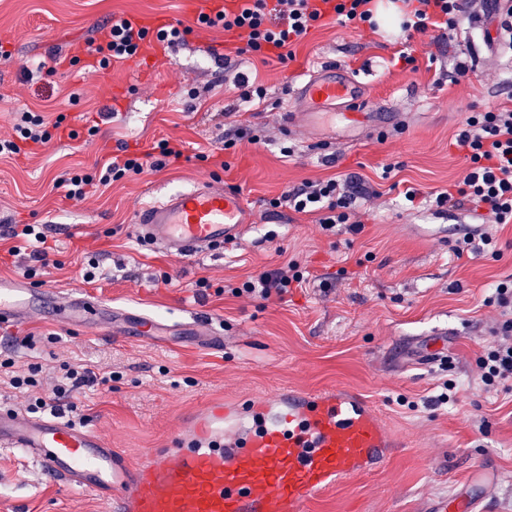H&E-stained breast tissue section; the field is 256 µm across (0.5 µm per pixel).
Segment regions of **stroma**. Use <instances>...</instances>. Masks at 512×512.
<instances>
[{"label": "stroma", "mask_w": 512, "mask_h": 512, "mask_svg": "<svg viewBox=\"0 0 512 512\" xmlns=\"http://www.w3.org/2000/svg\"><path fill=\"white\" fill-rule=\"evenodd\" d=\"M185 0H0V134L22 106L60 120L45 146L0 160V280L22 279L28 249L11 224H41L53 263L43 284L80 291L118 310L174 319L196 314L224 332V349L171 334L155 340L113 335L101 325L73 327L26 318L0 336V409L25 411L27 396L9 380L38 365L40 391L65 362L108 370L112 382L73 393V419L94 428L130 462L164 448L187 416L211 400L245 403L284 389L347 388L361 394L390 429L396 447L380 467L338 484L308 512H429L460 492L479 495V512H512V391H491L478 359L492 343L490 288L512 277V224L500 225L497 253L456 256L465 209L406 205V189L441 191L461 179L465 162L452 141L466 117L489 106L512 108V46L486 40L487 22L462 19L451 35L411 39L413 63L394 17L377 29L330 22L312 29L287 64L233 54L236 39L200 29ZM164 17L187 27L184 44L117 62L105 75L81 62L86 43L112 14ZM362 73L369 107L400 119L384 137L323 140L289 121V88L324 62ZM465 63L469 72L454 70ZM41 65L39 75L23 68ZM256 78L265 102L251 106L226 88L235 74ZM263 130L261 144L224 148L236 128ZM181 141L183 156L67 199L68 170H93L120 149L145 154L161 140ZM291 147L292 156L281 153ZM392 167L383 178L384 167ZM349 180L355 217L322 230L312 214L272 199L307 181ZM219 178L239 190L257 217L235 243L176 255L142 241L133 224L144 202ZM108 275L84 282L87 255ZM311 274L273 304L235 296L255 272L283 260ZM207 279L205 299L191 286ZM442 335L439 359L426 362ZM32 345H25V337ZM454 406L426 407L444 381ZM0 512H105L96 496L60 487L24 455L0 448Z\"/></svg>", "instance_id": "1"}]
</instances>
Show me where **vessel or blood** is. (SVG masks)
I'll list each match as a JSON object with an SVG mask.
<instances>
[{
    "mask_svg": "<svg viewBox=\"0 0 512 512\" xmlns=\"http://www.w3.org/2000/svg\"><path fill=\"white\" fill-rule=\"evenodd\" d=\"M364 87L351 70L321 64L301 81L291 115L343 105L347 128L380 131L389 113L366 110ZM253 218L243 196L213 182L141 205L138 233L166 251L196 255L234 242ZM109 308L78 293L62 297L47 286L0 281V329L25 314L64 324L99 322ZM125 335L151 339L173 330L216 346L210 323L177 324L141 313L121 314ZM192 446L160 448L139 464L107 447L92 428L52 415L0 412V445L36 460L66 487L95 494L110 512H307L317 496L382 464L392 441L375 412L344 390L291 389L240 407L206 404L187 420Z\"/></svg>",
    "mask_w": 512,
    "mask_h": 512,
    "instance_id": "b4317fda",
    "label": "vessel or blood"
}]
</instances>
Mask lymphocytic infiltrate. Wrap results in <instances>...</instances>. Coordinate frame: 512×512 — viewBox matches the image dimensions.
<instances>
[{"label": "lymphocytic infiltrate", "mask_w": 512, "mask_h": 512, "mask_svg": "<svg viewBox=\"0 0 512 512\" xmlns=\"http://www.w3.org/2000/svg\"><path fill=\"white\" fill-rule=\"evenodd\" d=\"M405 36L423 34L429 29L454 30L460 19L474 6V0H402ZM333 16L336 23H368L373 18V0H233L232 7L200 13L198 22L206 27H220L235 32L240 42L239 53L273 52L280 63L292 59L291 47L304 38L319 21ZM186 29L171 25L149 36L147 29L130 19L115 15L100 30L93 49L100 67L112 60H127L144 50L149 39L171 48L184 42ZM53 137L44 116L20 112L14 133L0 136V157L20 154L27 145H44ZM455 146L467 163L461 180L436 193L437 206L469 207L479 212L489 224H512V109L491 108L468 117L454 138ZM151 164L140 157L125 154L113 157L105 169L95 172L74 171L63 181L66 196L85 199L93 189L120 180L127 175L143 173L145 167L160 170L179 160L183 151L179 143L162 140ZM353 196L338 179L307 181L302 187L284 192L274 199V206L288 205L299 213H314L322 229L338 224L348 225L351 232L362 229L352 220ZM304 275L296 262L286 261L266 269L245 281L238 295L267 302L283 300L288 289L303 284ZM486 305L495 307L498 320L493 329L496 342L480 357V379L490 389H512V279L499 282ZM108 377H97L82 364H62L54 385L45 396L35 398L31 411L62 414L63 400L70 392L95 383L108 384Z\"/></svg>", "instance_id": "1"}]
</instances>
